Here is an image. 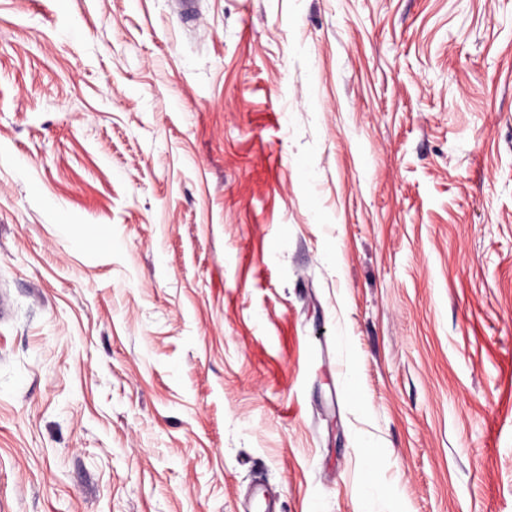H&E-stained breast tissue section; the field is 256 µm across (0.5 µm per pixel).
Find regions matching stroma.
<instances>
[{
    "label": "stroma",
    "instance_id": "1",
    "mask_svg": "<svg viewBox=\"0 0 512 512\" xmlns=\"http://www.w3.org/2000/svg\"><path fill=\"white\" fill-rule=\"evenodd\" d=\"M196 3L0 0V512H512V0Z\"/></svg>",
    "mask_w": 512,
    "mask_h": 512
}]
</instances>
